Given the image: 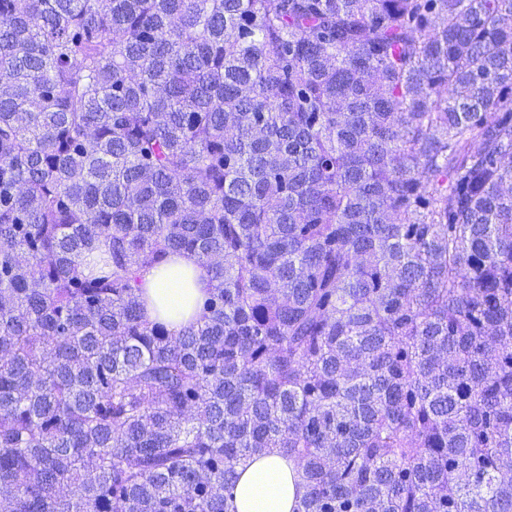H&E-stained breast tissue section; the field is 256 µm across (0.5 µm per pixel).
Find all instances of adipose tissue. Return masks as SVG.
Returning <instances> with one entry per match:
<instances>
[{"label": "adipose tissue", "mask_w": 512, "mask_h": 512, "mask_svg": "<svg viewBox=\"0 0 512 512\" xmlns=\"http://www.w3.org/2000/svg\"><path fill=\"white\" fill-rule=\"evenodd\" d=\"M207 284V272L196 257L187 253L168 257L142 276L145 318L163 320L170 333L180 334L195 322L194 304L203 297ZM237 472L236 512H292L301 493L292 460L273 453L246 461Z\"/></svg>", "instance_id": "obj_1"}]
</instances>
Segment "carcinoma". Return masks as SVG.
I'll return each instance as SVG.
<instances>
[{"label": "carcinoma", "instance_id": "carcinoma-1", "mask_svg": "<svg viewBox=\"0 0 512 512\" xmlns=\"http://www.w3.org/2000/svg\"><path fill=\"white\" fill-rule=\"evenodd\" d=\"M273 452L293 512H512V0H0V512ZM208 284L206 270L190 254L171 255L161 265L147 269L142 276L144 316L167 324L174 335L196 321L194 304Z\"/></svg>", "mask_w": 512, "mask_h": 512}]
</instances>
